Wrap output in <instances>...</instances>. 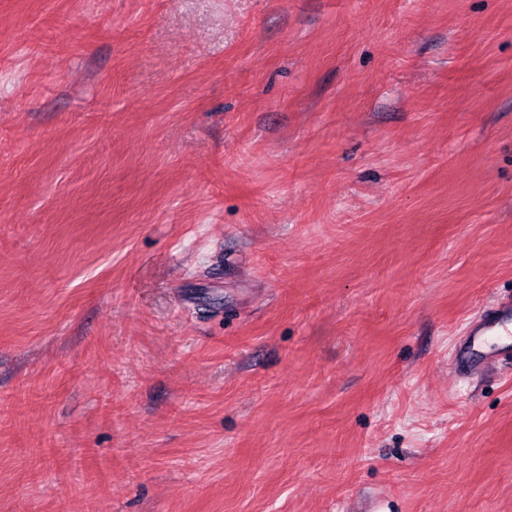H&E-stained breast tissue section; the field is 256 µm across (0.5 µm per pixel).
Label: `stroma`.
Wrapping results in <instances>:
<instances>
[{"label":"stroma","instance_id":"stroma-1","mask_svg":"<svg viewBox=\"0 0 512 512\" xmlns=\"http://www.w3.org/2000/svg\"><path fill=\"white\" fill-rule=\"evenodd\" d=\"M512 0H0V512H512ZM466 335L455 363L456 370L488 371L504 361L510 363L512 300L490 307L475 322L469 323Z\"/></svg>","mask_w":512,"mask_h":512}]
</instances>
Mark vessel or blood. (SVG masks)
I'll list each match as a JSON object with an SVG mask.
<instances>
[{
	"instance_id": "vessel-or-blood-1",
	"label": "vessel or blood",
	"mask_w": 512,
	"mask_h": 512,
	"mask_svg": "<svg viewBox=\"0 0 512 512\" xmlns=\"http://www.w3.org/2000/svg\"><path fill=\"white\" fill-rule=\"evenodd\" d=\"M512 359V300L490 307L469 323L455 368L488 371Z\"/></svg>"
}]
</instances>
